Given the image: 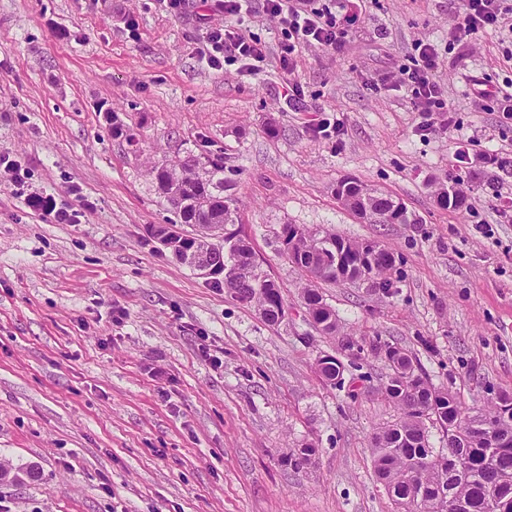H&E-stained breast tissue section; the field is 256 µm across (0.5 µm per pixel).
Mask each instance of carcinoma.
<instances>
[{"instance_id":"1","label":"carcinoma","mask_w":512,"mask_h":512,"mask_svg":"<svg viewBox=\"0 0 512 512\" xmlns=\"http://www.w3.org/2000/svg\"><path fill=\"white\" fill-rule=\"evenodd\" d=\"M156 187L176 214L178 224L194 228L201 224H221L224 237L213 248L210 278L234 299L254 304L269 323L281 322L288 313L279 285L258 270L250 242L239 237L232 184L224 178V155L190 154L174 174L165 167L152 168ZM400 202L379 193L367 222L370 224H420L422 220L406 207L391 212ZM284 244H292L291 261L307 276L302 298L313 326L332 335L337 331L336 311L324 302L319 282H336L332 271L336 256L358 257L366 247L376 248L374 265L368 267L370 287L390 293L389 273L395 256L376 240L353 241L327 229H308L287 224ZM372 350L384 354L391 373L382 388L385 399L400 410V418L382 428L373 438L374 468L378 479L388 486V494L397 510L444 512L438 494L444 490L463 504L462 512H488V500L494 495L506 512H512V447H491L490 434L512 433V424L502 414L512 410V394H503L486 409L462 411L451 389L434 387L415 367L402 349L385 343ZM329 382L342 379L344 365L333 355L318 361ZM439 426L448 437L442 454L431 448L427 423ZM316 448L307 444L287 459L294 468L309 464Z\"/></svg>"}]
</instances>
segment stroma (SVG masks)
<instances>
[{
    "instance_id": "stroma-1",
    "label": "stroma",
    "mask_w": 512,
    "mask_h": 512,
    "mask_svg": "<svg viewBox=\"0 0 512 512\" xmlns=\"http://www.w3.org/2000/svg\"><path fill=\"white\" fill-rule=\"evenodd\" d=\"M350 8L342 50L307 46L289 70L272 58L248 76L203 58L224 21L210 0H0V154L25 171L19 190L0 168V465L35 471L0 481V512H396L372 440L400 412L372 344L402 348L466 410L512 394V124L471 93L511 84L512 61L493 31L455 42L460 0ZM419 42L442 54L457 129L400 83ZM323 117L338 136L315 133ZM189 150L223 153L237 229L288 304L279 324L150 237L173 218L151 169ZM484 152L508 163L493 189ZM347 177L419 223L361 221L334 192ZM456 178L466 206L442 208ZM286 224L380 241L392 296L321 284L338 331L316 330ZM328 354L345 367L334 385L318 373ZM305 443L310 464L287 465Z\"/></svg>"
}]
</instances>
